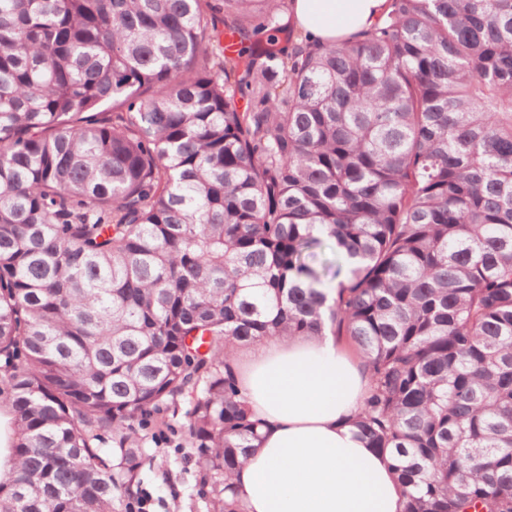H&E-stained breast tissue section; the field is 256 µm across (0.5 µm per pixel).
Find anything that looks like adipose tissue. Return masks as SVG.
<instances>
[{"mask_svg": "<svg viewBox=\"0 0 512 512\" xmlns=\"http://www.w3.org/2000/svg\"><path fill=\"white\" fill-rule=\"evenodd\" d=\"M310 42L344 41L380 23L388 0H290ZM232 368L262 439L234 476L246 512H401L388 456L364 446L352 420L367 376L331 333L236 349Z\"/></svg>", "mask_w": 512, "mask_h": 512, "instance_id": "1", "label": "adipose tissue"}]
</instances>
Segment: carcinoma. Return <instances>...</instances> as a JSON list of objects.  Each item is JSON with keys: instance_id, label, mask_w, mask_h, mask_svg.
<instances>
[{"instance_id": "1", "label": "carcinoma", "mask_w": 512, "mask_h": 512, "mask_svg": "<svg viewBox=\"0 0 512 512\" xmlns=\"http://www.w3.org/2000/svg\"><path fill=\"white\" fill-rule=\"evenodd\" d=\"M266 3L0 0V512L137 500L136 423L186 392L244 512L226 357L326 330L402 512H512V0H389L324 47Z\"/></svg>"}]
</instances>
